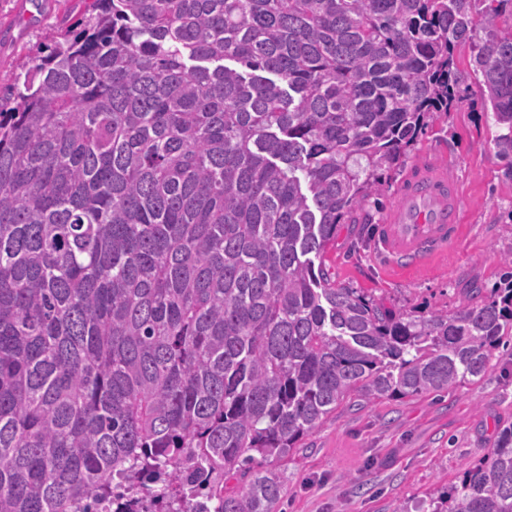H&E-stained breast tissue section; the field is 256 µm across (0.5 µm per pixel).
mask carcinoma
Instances as JSON below:
<instances>
[{
  "label": "carcinoma",
  "instance_id": "carcinoma-1",
  "mask_svg": "<svg viewBox=\"0 0 512 512\" xmlns=\"http://www.w3.org/2000/svg\"><path fill=\"white\" fill-rule=\"evenodd\" d=\"M94 10L0 108V512H276L275 463L351 397L512 361V251L428 316L315 264L452 105L458 46L512 172V0ZM429 506L512 512V426Z\"/></svg>",
  "mask_w": 512,
  "mask_h": 512
}]
</instances>
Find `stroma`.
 Segmentation results:
<instances>
[{"instance_id": "1", "label": "stroma", "mask_w": 512, "mask_h": 512, "mask_svg": "<svg viewBox=\"0 0 512 512\" xmlns=\"http://www.w3.org/2000/svg\"><path fill=\"white\" fill-rule=\"evenodd\" d=\"M93 0H0V97L16 100L20 75L55 31H79ZM465 77L450 111L430 123L410 151L411 163L444 156L461 187L462 224L446 261L405 273L377 253L386 218L373 205L342 225L324 257L338 282L395 309L451 310L501 278L512 251V178L496 157L497 127L487 92L472 71L471 51H456ZM512 423V364L493 357L477 382L398 400L351 399L279 463L284 484L278 512H418L437 489L457 483L466 466L495 446Z\"/></svg>"}]
</instances>
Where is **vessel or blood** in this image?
I'll return each instance as SVG.
<instances>
[{
    "instance_id": "1",
    "label": "vessel or blood",
    "mask_w": 512,
    "mask_h": 512,
    "mask_svg": "<svg viewBox=\"0 0 512 512\" xmlns=\"http://www.w3.org/2000/svg\"><path fill=\"white\" fill-rule=\"evenodd\" d=\"M461 193L444 160L412 167L396 188L395 201L379 244L385 256L405 271H421L443 261L455 248Z\"/></svg>"
}]
</instances>
